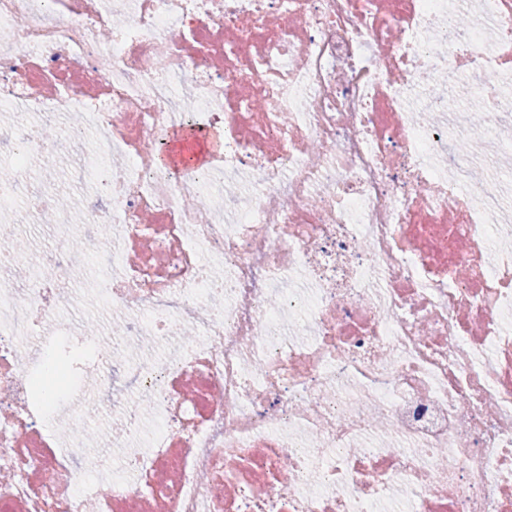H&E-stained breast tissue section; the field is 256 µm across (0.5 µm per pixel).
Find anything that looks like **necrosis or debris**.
<instances>
[{
	"label": "necrosis or debris",
	"mask_w": 512,
	"mask_h": 512,
	"mask_svg": "<svg viewBox=\"0 0 512 512\" xmlns=\"http://www.w3.org/2000/svg\"><path fill=\"white\" fill-rule=\"evenodd\" d=\"M511 123L512 0H0V512H512Z\"/></svg>",
	"instance_id": "1"
}]
</instances>
